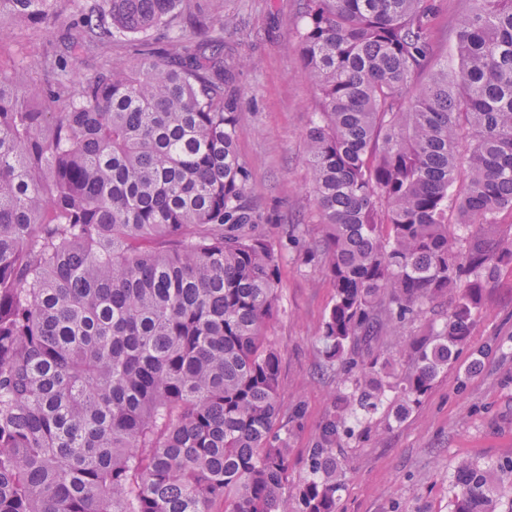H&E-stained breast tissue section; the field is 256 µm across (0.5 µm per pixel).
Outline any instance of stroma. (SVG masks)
Returning a JSON list of instances; mask_svg holds the SVG:
<instances>
[{
    "mask_svg": "<svg viewBox=\"0 0 512 512\" xmlns=\"http://www.w3.org/2000/svg\"><path fill=\"white\" fill-rule=\"evenodd\" d=\"M81 0H54L58 20L40 32L12 27L0 48L38 63L73 40ZM231 17L226 55L244 60L237 81L249 132L237 150L252 170L251 195L264 221L257 234L278 250L280 314L270 334L281 354V414L293 467L289 485L306 475V459L331 395L343 378L328 365L317 329L334 289L320 261L302 263L304 242L318 238L304 135L313 118L314 89L298 62L296 0H192L182 22V46L191 48L209 25ZM301 235L291 240L288 230ZM347 460L338 512H452V482L465 462L495 467L512 458V269L485 290V306L458 361L435 380L421 404L403 418L379 410L361 418L344 439Z\"/></svg>",
    "mask_w": 512,
    "mask_h": 512,
    "instance_id": "stroma-1",
    "label": "stroma"
}]
</instances>
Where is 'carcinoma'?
I'll use <instances>...</instances> for the list:
<instances>
[{
	"instance_id": "obj_1",
	"label": "carcinoma",
	"mask_w": 512,
	"mask_h": 512,
	"mask_svg": "<svg viewBox=\"0 0 512 512\" xmlns=\"http://www.w3.org/2000/svg\"><path fill=\"white\" fill-rule=\"evenodd\" d=\"M468 2L450 72L437 0H300L323 224L304 259L324 258L318 338L345 379L289 495L280 257L255 233L222 35L170 52L148 35L190 0H85L77 41L36 70L0 64V512H336L348 420L419 403L512 268V0ZM51 19V0H0L1 32ZM135 38V66L107 59L70 87V64ZM441 298V329L385 382L394 360L372 342ZM497 470L511 479L462 464L455 512L512 505V459Z\"/></svg>"
}]
</instances>
